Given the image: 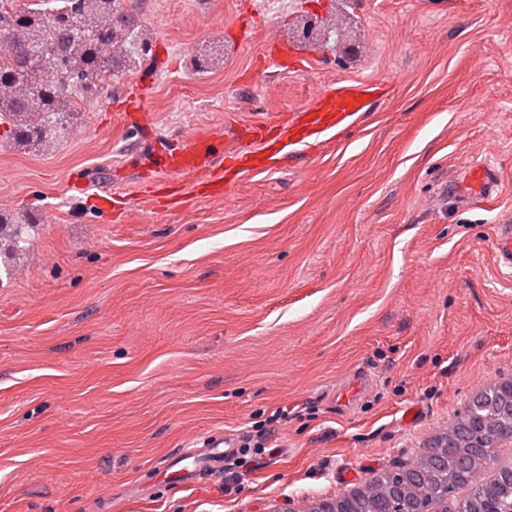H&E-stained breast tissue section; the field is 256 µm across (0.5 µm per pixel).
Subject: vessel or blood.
<instances>
[{
	"label": "vessel or blood",
	"instance_id": "obj_1",
	"mask_svg": "<svg viewBox=\"0 0 512 512\" xmlns=\"http://www.w3.org/2000/svg\"><path fill=\"white\" fill-rule=\"evenodd\" d=\"M380 85L376 82L339 80L326 85L311 103L296 107L290 112L276 115L255 126L247 144L223 150L221 135L208 128L197 131L177 151L162 154L160 167L176 176L201 175L211 183L223 182L222 173L213 169L216 152H223L227 168L245 175L256 170L277 165L290 148L300 145L307 149L326 142L328 135L340 133L351 127L372 102L379 97ZM479 188L478 195H459L460 204L467 205L475 199H489L495 193L499 176L488 168L474 174ZM496 258L500 265L512 268V225H500L495 242ZM366 374H358L344 381L337 400L342 407L355 404L369 385ZM239 446L237 438L213 433L207 447L184 448L168 457L158 474L169 482L191 483L203 476L221 470L225 456Z\"/></svg>",
	"mask_w": 512,
	"mask_h": 512
}]
</instances>
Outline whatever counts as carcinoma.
Returning <instances> with one entry per match:
<instances>
[{
  "instance_id": "carcinoma-1",
  "label": "carcinoma",
  "mask_w": 512,
  "mask_h": 512,
  "mask_svg": "<svg viewBox=\"0 0 512 512\" xmlns=\"http://www.w3.org/2000/svg\"><path fill=\"white\" fill-rule=\"evenodd\" d=\"M0 0V125L3 137L20 149L50 144L69 131L71 115L97 100L106 81L121 72L112 56L113 35H129L128 51L142 21L131 10L116 16L103 0H35L7 8ZM22 219L0 213V253L26 249ZM512 439V379L492 384L467 401L447 431L426 447L439 453L422 463L416 478L388 471L389 478L366 485L360 512H420L441 495H452L454 512H512V462L497 465L498 444Z\"/></svg>"
}]
</instances>
